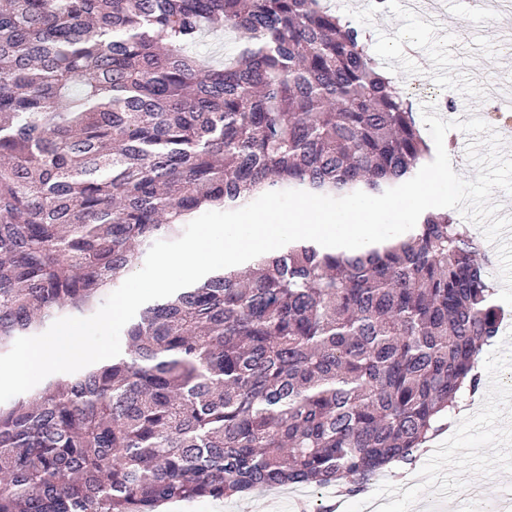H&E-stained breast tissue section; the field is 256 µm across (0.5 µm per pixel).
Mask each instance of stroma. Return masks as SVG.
Listing matches in <instances>:
<instances>
[{
    "label": "stroma",
    "instance_id": "obj_1",
    "mask_svg": "<svg viewBox=\"0 0 512 512\" xmlns=\"http://www.w3.org/2000/svg\"><path fill=\"white\" fill-rule=\"evenodd\" d=\"M365 31L369 47L394 86L414 104L429 100L446 120L485 116L481 86L496 80L512 94V40L481 22L480 0H328ZM483 384L468 415L451 422L437 443L405 467L371 480L359 501H382L385 512H467L480 495L494 512L512 508V320L483 348ZM335 488L309 485L254 491L220 500L180 503L181 512H316L333 504Z\"/></svg>",
    "mask_w": 512,
    "mask_h": 512
}]
</instances>
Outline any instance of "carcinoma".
<instances>
[{
  "instance_id": "1",
  "label": "carcinoma",
  "mask_w": 512,
  "mask_h": 512,
  "mask_svg": "<svg viewBox=\"0 0 512 512\" xmlns=\"http://www.w3.org/2000/svg\"><path fill=\"white\" fill-rule=\"evenodd\" d=\"M248 35L218 67L214 23ZM322 0H4L0 354L88 317L157 240L269 191L379 195L431 159L413 101ZM450 212L296 243L141 308L125 353L0 406V512H158L409 464L501 309Z\"/></svg>"
}]
</instances>
